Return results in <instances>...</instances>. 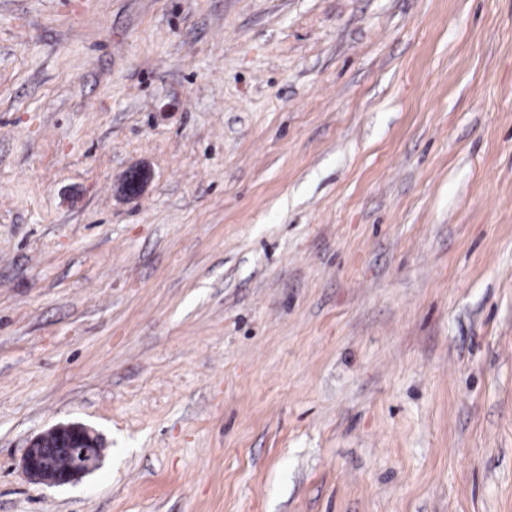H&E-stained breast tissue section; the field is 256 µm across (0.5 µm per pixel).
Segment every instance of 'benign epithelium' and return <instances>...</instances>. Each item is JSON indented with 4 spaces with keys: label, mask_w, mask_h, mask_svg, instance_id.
<instances>
[{
    "label": "benign epithelium",
    "mask_w": 512,
    "mask_h": 512,
    "mask_svg": "<svg viewBox=\"0 0 512 512\" xmlns=\"http://www.w3.org/2000/svg\"><path fill=\"white\" fill-rule=\"evenodd\" d=\"M59 457L66 459L62 467L55 464ZM100 459V436L90 427L75 422L54 425L31 439L22 465L29 480L62 487L78 482Z\"/></svg>",
    "instance_id": "obj_1"
}]
</instances>
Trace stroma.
<instances>
[{
  "instance_id": "35a3bbf8",
  "label": "stroma",
  "mask_w": 512,
  "mask_h": 512,
  "mask_svg": "<svg viewBox=\"0 0 512 512\" xmlns=\"http://www.w3.org/2000/svg\"><path fill=\"white\" fill-rule=\"evenodd\" d=\"M0 512H512V0H0ZM59 457L66 458L63 467L54 462ZM100 459V436L90 427L75 422L54 425L31 439L22 465L29 480L62 487L78 482Z\"/></svg>"
}]
</instances>
